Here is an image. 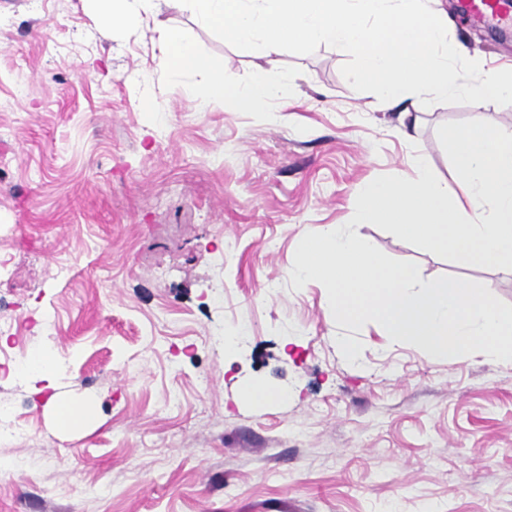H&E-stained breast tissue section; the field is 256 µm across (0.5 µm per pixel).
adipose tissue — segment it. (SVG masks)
<instances>
[{"mask_svg": "<svg viewBox=\"0 0 512 512\" xmlns=\"http://www.w3.org/2000/svg\"><path fill=\"white\" fill-rule=\"evenodd\" d=\"M96 20L100 29L109 31L117 27L136 28L142 12L151 9L154 0H94ZM164 46L162 66L166 74L180 77L188 74H205L206 79L199 94V102L208 107L220 104H244L252 111H269L273 101L283 99L288 83L271 78L267 73H257L246 85H239L225 78L222 71L214 69L186 37L174 30L161 34Z\"/></svg>", "mask_w": 512, "mask_h": 512, "instance_id": "ef3b65f1", "label": "adipose tissue"}]
</instances>
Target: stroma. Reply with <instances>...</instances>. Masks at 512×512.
Returning a JSON list of instances; mask_svg holds the SVG:
<instances>
[{"label":"stroma","mask_w":512,"mask_h":512,"mask_svg":"<svg viewBox=\"0 0 512 512\" xmlns=\"http://www.w3.org/2000/svg\"><path fill=\"white\" fill-rule=\"evenodd\" d=\"M440 6L482 71L512 62V33ZM164 28L232 81L287 78V100L202 108L201 76L161 69ZM347 60L236 49L171 0L109 32L91 0H0V350L54 357L57 389L95 403L60 430L57 389L0 376V512H512V362L428 360L290 280L302 237L347 223L365 183L415 178L419 156L452 179L438 126L512 132V105L405 118ZM356 232L512 304V276ZM255 384L288 396L253 403Z\"/></svg>","instance_id":"1"}]
</instances>
